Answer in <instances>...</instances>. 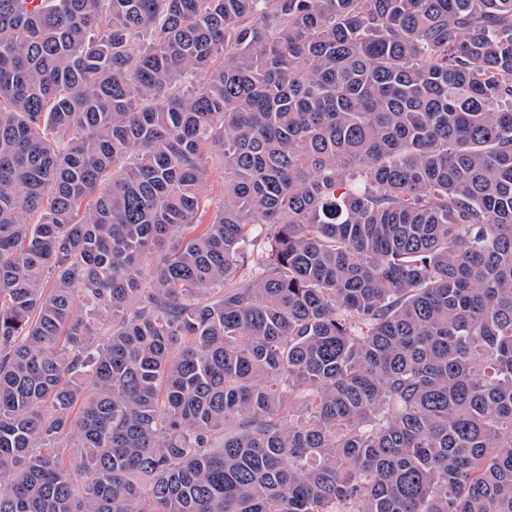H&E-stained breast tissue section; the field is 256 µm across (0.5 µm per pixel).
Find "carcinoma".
<instances>
[{"instance_id":"cac0c4a2","label":"carcinoma","mask_w":512,"mask_h":512,"mask_svg":"<svg viewBox=\"0 0 512 512\" xmlns=\"http://www.w3.org/2000/svg\"><path fill=\"white\" fill-rule=\"evenodd\" d=\"M0 512H512V0H0Z\"/></svg>"}]
</instances>
